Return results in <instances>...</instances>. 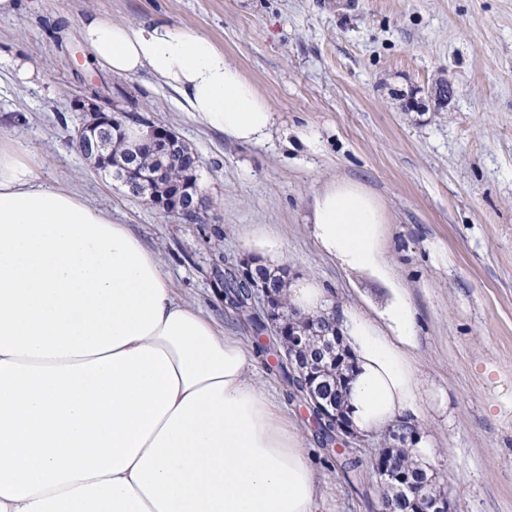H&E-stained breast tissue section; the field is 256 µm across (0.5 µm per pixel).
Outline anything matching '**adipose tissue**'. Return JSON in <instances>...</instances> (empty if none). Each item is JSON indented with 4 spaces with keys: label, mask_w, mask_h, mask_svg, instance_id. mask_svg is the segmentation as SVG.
Instances as JSON below:
<instances>
[{
    "label": "adipose tissue",
    "mask_w": 512,
    "mask_h": 512,
    "mask_svg": "<svg viewBox=\"0 0 512 512\" xmlns=\"http://www.w3.org/2000/svg\"><path fill=\"white\" fill-rule=\"evenodd\" d=\"M80 35L97 66L147 74L203 125L245 144L270 138L272 106L208 37L97 15ZM310 221L326 257L385 275V215L361 184H327ZM287 293L297 311L335 317L354 360L357 433L422 412L415 312L400 289L376 319L313 276ZM253 370L127 225L0 145V512H314L312 464Z\"/></svg>",
    "instance_id": "obj_1"
}]
</instances>
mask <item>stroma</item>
<instances>
[{"instance_id": "35a3bbf8", "label": "stroma", "mask_w": 512, "mask_h": 512, "mask_svg": "<svg viewBox=\"0 0 512 512\" xmlns=\"http://www.w3.org/2000/svg\"><path fill=\"white\" fill-rule=\"evenodd\" d=\"M93 13L209 37L273 107L270 139L230 142L169 89L92 64L79 29ZM17 58L33 65L31 82L17 78ZM440 77L455 90L447 108H406L405 96ZM96 96L199 155L209 224L179 223L82 158L73 103ZM1 142L28 154L47 185L129 225L176 294L247 344L249 326L202 269L218 253L252 254L260 239L278 242L289 273L317 277L335 302L371 315L387 304L388 285L326 258L307 222L321 187L362 184L384 208L385 258L417 312L419 378L445 399L415 420L437 443L435 489L455 512H512V0H19L0 17ZM255 378L313 458L315 512H379L383 433L355 449L361 481L350 485L288 386L261 362Z\"/></svg>"}]
</instances>
